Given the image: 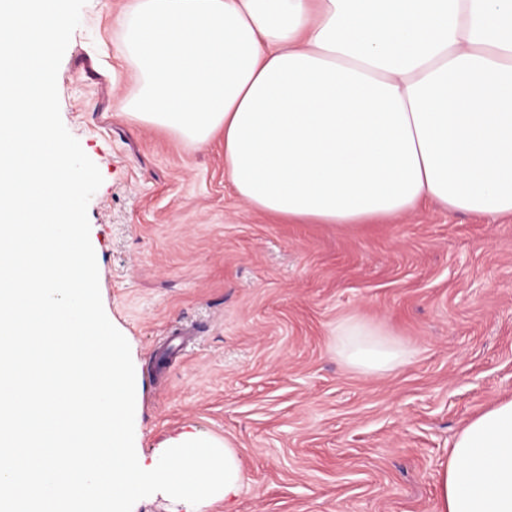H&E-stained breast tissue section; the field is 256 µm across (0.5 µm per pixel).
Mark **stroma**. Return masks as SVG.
<instances>
[{"instance_id": "stroma-1", "label": "stroma", "mask_w": 512, "mask_h": 512, "mask_svg": "<svg viewBox=\"0 0 512 512\" xmlns=\"http://www.w3.org/2000/svg\"><path fill=\"white\" fill-rule=\"evenodd\" d=\"M130 2L88 0L57 88L103 177L90 241L130 346L141 455L185 432L235 449L237 495L196 512H431L457 434L512 398V215L424 203L339 229L250 208L223 138L194 149L123 111ZM351 315L415 355L350 369L334 341Z\"/></svg>"}]
</instances>
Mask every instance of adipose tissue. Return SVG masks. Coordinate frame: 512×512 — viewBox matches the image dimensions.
<instances>
[{
  "instance_id": "obj_1",
  "label": "adipose tissue",
  "mask_w": 512,
  "mask_h": 512,
  "mask_svg": "<svg viewBox=\"0 0 512 512\" xmlns=\"http://www.w3.org/2000/svg\"><path fill=\"white\" fill-rule=\"evenodd\" d=\"M121 26L125 110L193 148L223 134L255 210L512 214V0H132ZM336 354L376 375L411 351L350 317ZM432 512H512V399L459 433Z\"/></svg>"
}]
</instances>
